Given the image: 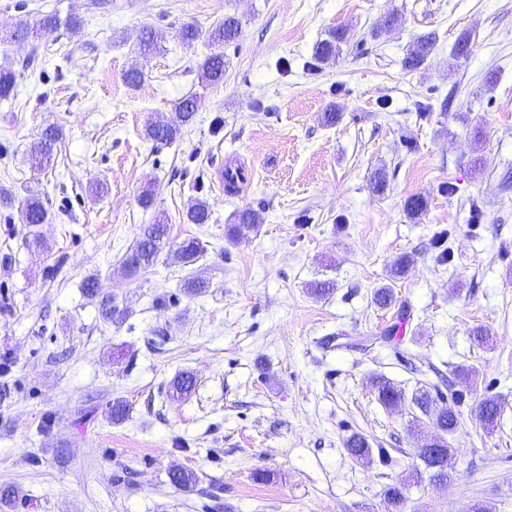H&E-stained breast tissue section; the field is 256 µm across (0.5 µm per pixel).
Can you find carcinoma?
<instances>
[{
    "mask_svg": "<svg viewBox=\"0 0 512 512\" xmlns=\"http://www.w3.org/2000/svg\"><path fill=\"white\" fill-rule=\"evenodd\" d=\"M60 27L59 18L48 13L40 18L30 21L20 19L15 23L11 38L16 41H25L30 35L53 32ZM241 33V22L233 14L224 16L212 29L204 31L194 24L186 23L180 27L178 36L182 43L191 46L203 39L214 47V51L207 55L199 64V76L203 85H218L224 82V52L221 51L224 44L236 40ZM348 43V32L343 27H338L329 32L328 38L318 42L314 49V57L320 62L336 60L342 53V46ZM436 37L433 33H426L416 38L408 48L402 66L408 71L420 69L434 50ZM21 73L15 72L10 67L0 66V100L9 99L15 95L17 79ZM199 110V97L188 94L176 103V120L164 125L150 124L146 128L147 136L156 144L166 145L173 142L181 133L183 127L191 124ZM61 133L55 126H49L43 130L40 138L30 148L31 163L40 167L51 161L54 149L60 139ZM247 182L245 170L241 167L224 168V191L237 192ZM48 212L42 201L36 197L26 199L21 210V219L25 224L35 226L46 222ZM187 221L191 224H206L210 219V212L206 202L197 200L193 202L186 212ZM260 224L259 214L251 208H242L232 215V223L227 225L226 237L232 243L258 229ZM168 236V225L161 220L151 224H143L140 227L139 239L123 257V268L127 276L135 277L152 268L162 245ZM205 253L198 239L188 238L178 243L174 250L176 259L191 265ZM84 293L98 300L99 311L102 319L112 322L123 315V312L115 304L112 295H100L96 279L90 277L83 282ZM374 302L381 309H388L395 304L393 288L389 285L382 286L374 292ZM196 385L195 377L190 372L179 374L170 385V396L183 398L191 394ZM378 400L385 406H396L404 400L401 390L387 381L378 380L375 383ZM428 392H423L415 398V404L431 418L434 427L443 433H452L457 430L460 419L459 414L448 408L433 410L429 408ZM502 413V404L495 397L483 399L477 406L475 417L485 427H490L497 422ZM346 450L355 460L370 462L373 449L369 448L365 437L353 434L346 441ZM450 448L443 438L437 437L431 443V449L421 445L417 449V456L421 460L424 471L428 473L429 481L434 486L446 487L450 481L448 473V454Z\"/></svg>",
    "mask_w": 512,
    "mask_h": 512,
    "instance_id": "1",
    "label": "carcinoma"
}]
</instances>
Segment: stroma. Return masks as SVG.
Segmentation results:
<instances>
[{"instance_id":"1","label":"stroma","mask_w":512,"mask_h":512,"mask_svg":"<svg viewBox=\"0 0 512 512\" xmlns=\"http://www.w3.org/2000/svg\"><path fill=\"white\" fill-rule=\"evenodd\" d=\"M395 12L381 39L370 31ZM56 14L57 31L0 44V66L23 71L0 101V488L8 512H389L384 492L418 465L431 420L413 398L443 385L460 414L447 437L448 487L408 484L400 512H512V0H0V37L17 20ZM242 21L224 46V81L202 86L207 42L186 46L182 24ZM77 26H69V19ZM158 50L140 55L142 27ZM350 32L342 55L314 60L332 28ZM468 58L452 48L463 31ZM437 37L426 64L402 59L420 35ZM148 80L129 87L132 68ZM494 85H487V76ZM451 111L437 107L449 91ZM199 111L173 143L145 135L172 121L176 100ZM342 110L325 124L329 105ZM61 128L51 165L27 150ZM481 138H474V129ZM479 165H472V158ZM248 184L227 194V164ZM385 170L389 187L373 192ZM154 185L144 209L139 197ZM39 196L46 223L21 208ZM420 195L426 212L409 219ZM211 219H184L195 200ZM260 212L258 233L227 244L231 214ZM170 227L157 264L124 277L140 225ZM200 239L206 255L178 263L172 247ZM412 259L404 278L390 268ZM199 277L205 293L187 295ZM97 278L122 319L103 322L81 285ZM328 281L331 294L308 293ZM392 285L394 307L373 302ZM408 319L395 342L377 337ZM491 341L476 345L473 328ZM475 370L473 380L459 368ZM196 387L173 400L169 383ZM404 393L388 408L373 380ZM495 396L496 428L475 418ZM124 400L127 418L107 417ZM355 433L388 462L345 450ZM194 471L193 489L169 473Z\"/></svg>"}]
</instances>
